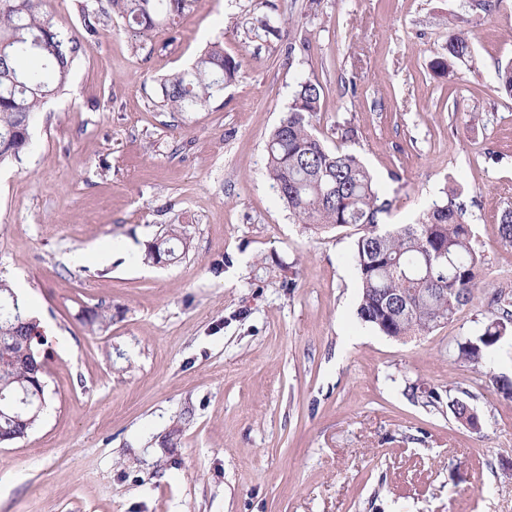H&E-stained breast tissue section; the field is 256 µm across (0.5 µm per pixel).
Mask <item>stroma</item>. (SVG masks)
Instances as JSON below:
<instances>
[{
  "label": "stroma",
  "mask_w": 512,
  "mask_h": 512,
  "mask_svg": "<svg viewBox=\"0 0 512 512\" xmlns=\"http://www.w3.org/2000/svg\"><path fill=\"white\" fill-rule=\"evenodd\" d=\"M81 3L50 0L81 49L0 165V278L47 367L40 422L0 445V512H512V401L476 389L475 432L406 391L469 386L448 350L512 291V97L496 89L512 0H195L136 52L117 18L87 36ZM267 16L279 37H252ZM452 31L472 57L440 74ZM300 38L309 52L289 54ZM216 41L236 80L206 108L162 110L160 80ZM309 78L325 89L314 133L369 169L385 223L461 191L481 287L429 335L362 324L353 229L303 230L271 185L267 140ZM165 224L185 225L186 254L141 262ZM97 307L112 320L93 331Z\"/></svg>",
  "instance_id": "stroma-1"
}]
</instances>
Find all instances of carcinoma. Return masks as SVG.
<instances>
[{
	"label": "carcinoma",
	"instance_id": "1",
	"mask_svg": "<svg viewBox=\"0 0 512 512\" xmlns=\"http://www.w3.org/2000/svg\"><path fill=\"white\" fill-rule=\"evenodd\" d=\"M81 6L88 36L100 33L116 14L133 36H143L163 23H172L193 0H95ZM78 44L66 39L47 10V0H0V163L16 158L30 144L29 128L45 99L66 82ZM448 56L433 67L448 71L453 60L472 56L469 40L448 35ZM241 62L211 43L183 72L164 80L161 107L169 112H195L209 105L236 79ZM323 87L307 79L298 83L286 115L271 133L267 173L278 198L297 223L319 231L357 227L350 261L360 288L359 319L385 336L401 339L427 335L453 321L480 288L483 256L472 244L464 205L454 188L446 199L414 224H386L389 202L380 199L374 179L357 156L329 150L312 133L311 120L320 110ZM501 243L512 246V210L500 218ZM188 248L185 228L167 224L145 252L152 264L178 258L175 243ZM492 317L470 336L455 341L452 357L485 377L506 399L512 382L497 376L490 357L512 335V292L492 297ZM38 327L11 285L0 279V340L12 342ZM28 370L0 357V437L9 443L27 436L40 420L45 398L30 393ZM27 398L29 417L18 425L6 409ZM469 391L448 388V408L473 431L483 420L468 402Z\"/></svg>",
	"mask_w": 512,
	"mask_h": 512
}]
</instances>
